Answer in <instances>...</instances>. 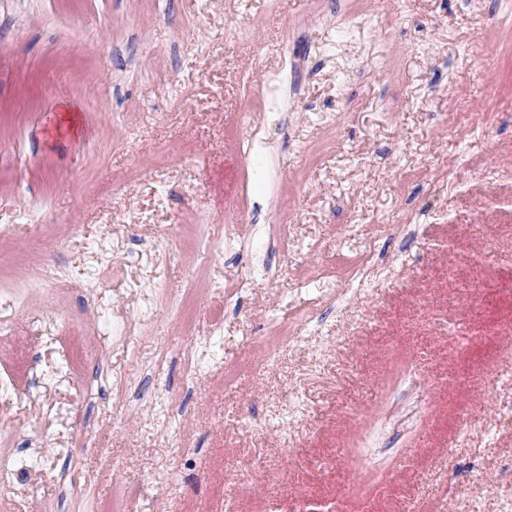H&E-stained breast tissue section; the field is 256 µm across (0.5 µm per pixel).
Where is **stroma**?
<instances>
[{
    "label": "stroma",
    "instance_id": "35a3bbf8",
    "mask_svg": "<svg viewBox=\"0 0 512 512\" xmlns=\"http://www.w3.org/2000/svg\"><path fill=\"white\" fill-rule=\"evenodd\" d=\"M484 247L512 0H0V512H512Z\"/></svg>",
    "mask_w": 512,
    "mask_h": 512
}]
</instances>
